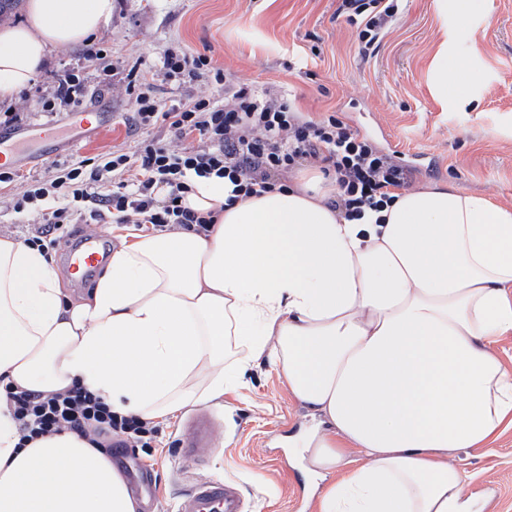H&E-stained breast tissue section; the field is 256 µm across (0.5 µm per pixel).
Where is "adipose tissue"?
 I'll return each instance as SVG.
<instances>
[{
    "mask_svg": "<svg viewBox=\"0 0 512 512\" xmlns=\"http://www.w3.org/2000/svg\"><path fill=\"white\" fill-rule=\"evenodd\" d=\"M114 0H27L0 28V100L51 49L88 43ZM443 22L434 97L472 99ZM198 179L183 203L208 234L151 232L112 252L70 300L36 248L0 237V378L50 394L82 385L144 420L223 396L266 359L322 417L295 442L339 478L320 512H480L451 454L488 445L512 417V209L453 184L396 193L379 216L341 218L321 176L227 205ZM243 354L224 367L231 342ZM0 395V512H136L111 459L72 432L18 448Z\"/></svg>",
    "mask_w": 512,
    "mask_h": 512,
    "instance_id": "adipose-tissue-1",
    "label": "adipose tissue"
}]
</instances>
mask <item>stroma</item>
I'll use <instances>...</instances> for the list:
<instances>
[{
    "label": "stroma",
    "mask_w": 512,
    "mask_h": 512,
    "mask_svg": "<svg viewBox=\"0 0 512 512\" xmlns=\"http://www.w3.org/2000/svg\"><path fill=\"white\" fill-rule=\"evenodd\" d=\"M336 0H115L110 23L98 33L123 69L157 66L165 49L180 45L210 55L234 78L290 99L306 118L340 113L352 129L399 153L414 170L420 189L453 182L465 190L512 206V0H492L477 32H463L460 76L474 79L471 107L444 110L429 89V66L437 49L440 20L435 0H405L377 53L361 59L355 34L333 13ZM81 47L53 49L13 103L25 112L29 136L40 128L72 126V114L36 111L51 76L83 64ZM90 104L112 112L111 126L87 134L59 161L127 151L131 97L122 73L98 90ZM220 429L206 465L193 470L180 458L178 438L187 417L160 418L151 447L132 448L131 462L157 471L158 510L174 512L191 477L221 479L241 492L246 512H317L318 497L336 474L318 477L309 460L288 451V439L316 424L270 364L259 360L242 384L226 388L205 405ZM471 476L469 492L482 495L484 512H512V426L501 427L483 448L460 452Z\"/></svg>",
    "instance_id": "35a3bbf8"
}]
</instances>
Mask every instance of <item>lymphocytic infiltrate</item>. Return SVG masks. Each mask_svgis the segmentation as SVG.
<instances>
[{"label":"lymphocytic infiltrate","mask_w":512,"mask_h":512,"mask_svg":"<svg viewBox=\"0 0 512 512\" xmlns=\"http://www.w3.org/2000/svg\"><path fill=\"white\" fill-rule=\"evenodd\" d=\"M398 2L336 0L334 16L354 30L361 57L376 52L396 19ZM204 78L223 88V100L194 95L166 100L157 92L160 80L181 87ZM125 79L132 119L141 132L133 150L53 163L48 179L25 183L11 198L13 210L36 226L28 245L44 254L70 237L75 225L106 219L160 232L207 233L214 213L183 204L194 176L227 179L234 203L284 187L298 169L315 167L336 187L329 206L348 221L380 211L395 191L413 182L412 168L396 153L379 148L336 116L304 118L284 96L233 79L208 55H190L174 45L160 61L158 78L132 67ZM52 85L51 94L37 100L39 111L83 104L81 70L55 72ZM162 130L177 138L180 148L159 138ZM5 400L23 445L70 431L98 449L113 435L121 436L122 447L146 448L159 431L153 422L112 411L77 384L48 395L9 387Z\"/></svg>","instance_id":"lymphocytic-infiltrate-1"}]
</instances>
